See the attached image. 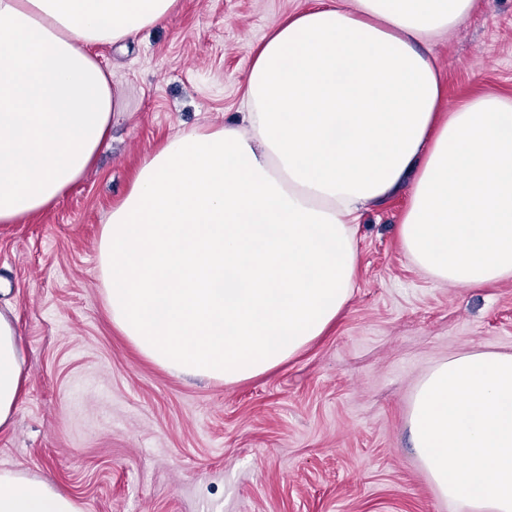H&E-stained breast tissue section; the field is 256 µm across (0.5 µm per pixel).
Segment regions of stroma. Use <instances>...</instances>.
Wrapping results in <instances>:
<instances>
[{"instance_id": "obj_1", "label": "stroma", "mask_w": 512, "mask_h": 512, "mask_svg": "<svg viewBox=\"0 0 512 512\" xmlns=\"http://www.w3.org/2000/svg\"><path fill=\"white\" fill-rule=\"evenodd\" d=\"M310 3L180 0L126 46L96 48L120 102L111 141L52 208L0 224V309L16 312L27 374L0 468L50 479L84 512H456L412 446L409 404L442 360L512 353V279L465 288L411 265L406 192L361 218L334 328L267 375H171L104 310L101 226L143 156L233 118L253 49ZM433 53L449 103L512 100V0H485Z\"/></svg>"}]
</instances>
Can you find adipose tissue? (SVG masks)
Here are the masks:
<instances>
[{"label": "adipose tissue", "mask_w": 512, "mask_h": 512, "mask_svg": "<svg viewBox=\"0 0 512 512\" xmlns=\"http://www.w3.org/2000/svg\"><path fill=\"white\" fill-rule=\"evenodd\" d=\"M178 0H0V224L55 204L105 144L118 97L92 49L133 40ZM481 0H313L255 49L239 122L146 156L98 241L113 326L176 375L235 384L335 322L355 229L401 185L405 257L481 288L512 278V100L443 109L429 45ZM26 373L0 312V429ZM412 444L457 512H512V354L437 363L410 402ZM0 512H83L44 477L0 469Z\"/></svg>", "instance_id": "adipose-tissue-1"}]
</instances>
